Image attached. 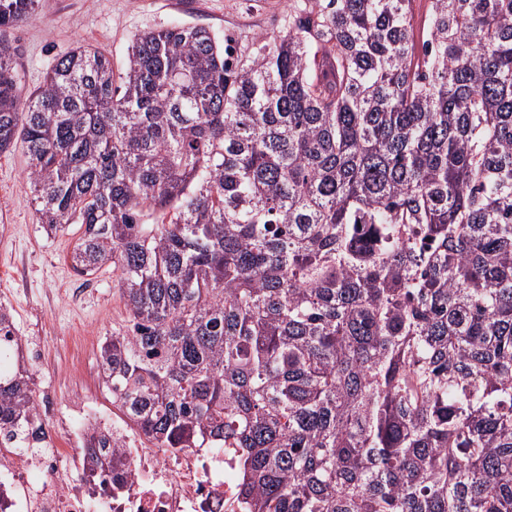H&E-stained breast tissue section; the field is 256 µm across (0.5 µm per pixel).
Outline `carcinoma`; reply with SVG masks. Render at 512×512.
Returning a JSON list of instances; mask_svg holds the SVG:
<instances>
[{"mask_svg": "<svg viewBox=\"0 0 512 512\" xmlns=\"http://www.w3.org/2000/svg\"><path fill=\"white\" fill-rule=\"evenodd\" d=\"M0 0V152L48 235L109 265L100 361L157 448H234L244 512H512V0H288L234 59L205 27L78 46L23 95ZM0 303V436L35 395ZM84 449L89 467L111 447ZM415 24L413 30V43L415 56L421 57L422 44L426 39V26L429 14L430 0H415L413 2Z\"/></svg>", "mask_w": 512, "mask_h": 512, "instance_id": "carcinoma-1", "label": "carcinoma"}]
</instances>
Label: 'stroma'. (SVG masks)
I'll list each match as a JSON object with an SVG mask.
<instances>
[{
  "mask_svg": "<svg viewBox=\"0 0 512 512\" xmlns=\"http://www.w3.org/2000/svg\"><path fill=\"white\" fill-rule=\"evenodd\" d=\"M288 22V0H40L37 16L14 29L18 67L27 88L39 86L56 60L79 45L104 51L122 73L135 35L175 25L210 29L234 53L273 41ZM23 149L0 154V304L27 345L35 391L46 392L61 429H68L75 385L94 378L90 398L112 411V397L95 376L106 336L125 330L128 312L111 269L84 278L69 253L78 226L47 236L31 203Z\"/></svg>",
  "mask_w": 512,
  "mask_h": 512,
  "instance_id": "stroma-1",
  "label": "stroma"
}]
</instances>
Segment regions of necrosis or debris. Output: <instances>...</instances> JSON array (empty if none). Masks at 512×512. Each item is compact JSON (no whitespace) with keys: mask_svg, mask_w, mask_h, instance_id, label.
Instances as JSON below:
<instances>
[{"mask_svg":"<svg viewBox=\"0 0 512 512\" xmlns=\"http://www.w3.org/2000/svg\"><path fill=\"white\" fill-rule=\"evenodd\" d=\"M73 406L76 433L61 435L50 422L51 401L37 396L30 428L45 453L8 451L0 437V512H238L231 452L147 446L126 415L107 414L82 395ZM99 432L112 436L111 467L71 471L73 450Z\"/></svg>","mask_w":512,"mask_h":512,"instance_id":"obj_1","label":"necrosis or debris"}]
</instances>
